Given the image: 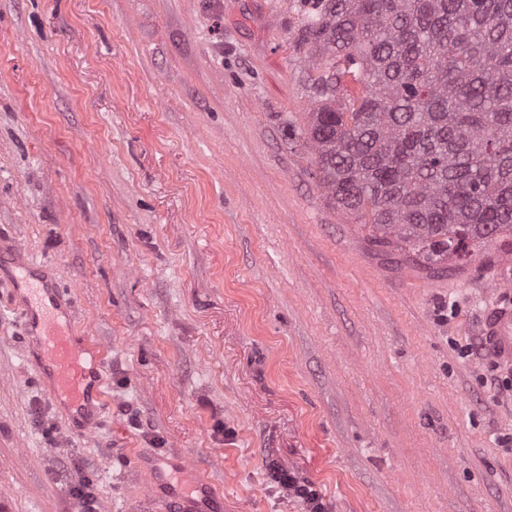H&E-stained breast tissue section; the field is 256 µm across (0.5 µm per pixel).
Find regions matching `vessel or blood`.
I'll use <instances>...</instances> for the list:
<instances>
[{
	"mask_svg": "<svg viewBox=\"0 0 512 512\" xmlns=\"http://www.w3.org/2000/svg\"><path fill=\"white\" fill-rule=\"evenodd\" d=\"M10 283L14 291L28 290L22 299V327L35 345L33 362L41 383L58 407L73 419L100 418L103 391L101 368L104 348L75 336L70 303L61 288L32 287L37 267L20 262ZM483 344L503 376L512 375V304L487 309L480 321Z\"/></svg>",
	"mask_w": 512,
	"mask_h": 512,
	"instance_id": "1",
	"label": "vessel or blood"
}]
</instances>
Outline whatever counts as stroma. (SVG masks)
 <instances>
[{"mask_svg": "<svg viewBox=\"0 0 512 512\" xmlns=\"http://www.w3.org/2000/svg\"><path fill=\"white\" fill-rule=\"evenodd\" d=\"M300 0H0V245L43 262L110 354L91 434L26 359L0 284V503L141 512H512V386L479 320L512 236L386 262L305 137ZM164 473L149 485L150 470ZM273 477L281 487L302 500L306 512L327 511L322 496L309 484L299 481L293 472L273 464Z\"/></svg>", "mask_w": 512, "mask_h": 512, "instance_id": "stroma-1", "label": "stroma"}]
</instances>
